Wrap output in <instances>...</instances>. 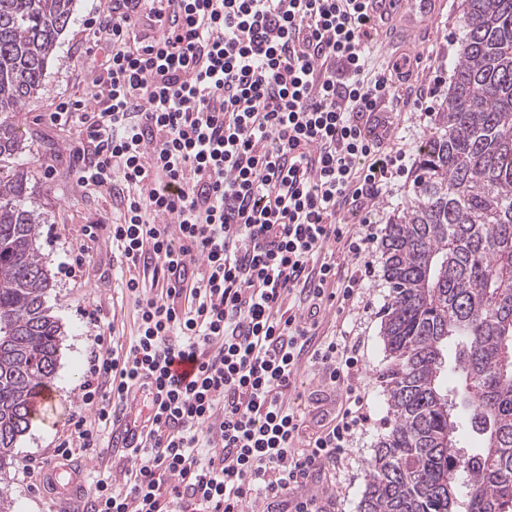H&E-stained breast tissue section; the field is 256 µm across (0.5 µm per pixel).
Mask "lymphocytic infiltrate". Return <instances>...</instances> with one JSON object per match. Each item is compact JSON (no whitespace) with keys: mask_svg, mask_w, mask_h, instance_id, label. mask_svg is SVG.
<instances>
[{"mask_svg":"<svg viewBox=\"0 0 512 512\" xmlns=\"http://www.w3.org/2000/svg\"><path fill=\"white\" fill-rule=\"evenodd\" d=\"M114 2L98 15L112 45L92 79L104 108L76 100L49 118L76 128L79 186L119 199L109 232L137 329L109 357L88 313L96 346L80 391L94 417L73 413L56 452L139 427L136 465L122 485L97 479L87 512H334L312 480L371 415L360 337L317 339L316 317L351 311L375 273L378 225L337 215L373 210L415 174L406 150L359 132L412 73L372 69L363 0ZM146 22L158 37L138 36ZM338 243L359 262L341 287ZM305 356L345 393L313 426L284 398ZM177 359L198 365L183 386L168 381ZM143 374L156 381L145 398L164 395L145 415L127 397Z\"/></svg>","mask_w":512,"mask_h":512,"instance_id":"1","label":"lymphocytic infiltrate"}]
</instances>
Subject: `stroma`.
I'll return each instance as SVG.
<instances>
[{"label": "stroma", "instance_id": "stroma-1", "mask_svg": "<svg viewBox=\"0 0 512 512\" xmlns=\"http://www.w3.org/2000/svg\"><path fill=\"white\" fill-rule=\"evenodd\" d=\"M112 0H77L75 18L61 37V47L51 60L38 95L26 101L12 120L18 126L33 161L28 204L44 222L38 227L41 258L52 274L47 304L63 325L64 336L52 382L54 398L45 403L15 448L11 477V512H56L40 481V464L55 455L56 445L69 431V419L78 410L79 387L87 368L91 344L85 312H97L112 334L128 340L135 331L131 304L122 302L118 274L126 263L112 250V239L102 223L111 215L117 200L105 190L79 187L70 146L76 138L72 126H56L48 112L70 99L83 100L88 111L98 108L92 97L91 73L110 51L106 41L97 40L91 29L99 10ZM459 0H445L441 13L424 32L418 46L422 58L419 83H428L434 69L456 60L460 51ZM395 146L417 153L419 145L434 131L433 113L402 108ZM99 225L96 238L87 239L84 227ZM366 299L371 310L365 316V367L363 379L370 391L371 422L351 449L348 465L338 473L331 488L336 512H359L361 490L379 438L389 428L385 387L380 375L388 363L380 333L381 311L389 301L382 275L370 282ZM286 399L302 413H310L314 402L334 409L339 401L325 382L320 367L302 362Z\"/></svg>", "mask_w": 512, "mask_h": 512}]
</instances>
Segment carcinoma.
<instances>
[{
	"label": "carcinoma",
	"mask_w": 512,
	"mask_h": 512,
	"mask_svg": "<svg viewBox=\"0 0 512 512\" xmlns=\"http://www.w3.org/2000/svg\"><path fill=\"white\" fill-rule=\"evenodd\" d=\"M75 6L0 0V512L61 336L9 115L40 90ZM461 6L448 96L382 239L393 421L359 512H512V0Z\"/></svg>",
	"instance_id": "obj_1"
}]
</instances>
